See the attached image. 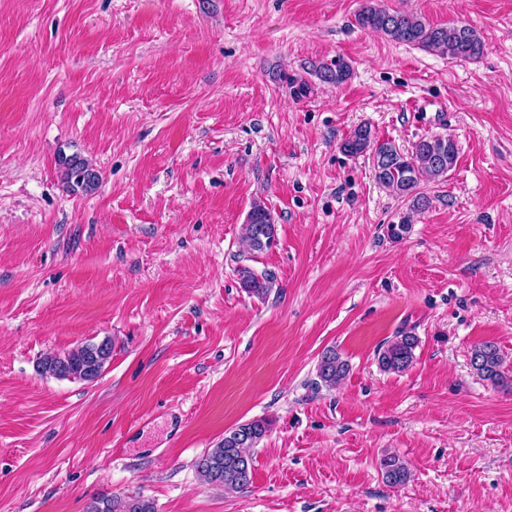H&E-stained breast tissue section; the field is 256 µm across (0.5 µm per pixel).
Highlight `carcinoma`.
Instances as JSON below:
<instances>
[{
  "instance_id": "1",
  "label": "carcinoma",
  "mask_w": 512,
  "mask_h": 512,
  "mask_svg": "<svg viewBox=\"0 0 512 512\" xmlns=\"http://www.w3.org/2000/svg\"><path fill=\"white\" fill-rule=\"evenodd\" d=\"M356 24L368 31L405 45L435 50L460 61H476L483 55L484 42L480 33L466 24L438 26L427 23L413 13L390 11L377 5L363 7L355 16ZM319 80L327 84H342L352 75L351 65L338 55L314 68ZM348 156L363 153L372 155L375 177L379 183L404 197H413V203L426 206L423 196H413L420 182L438 181L447 177L457 164L458 148L450 137L423 138L412 149L403 151L391 142L374 140L371 130L360 126L340 144ZM63 179L73 192L88 193L99 184V175L93 165L77 155L60 157ZM244 239L251 253H262L277 244V224L270 210L260 203L254 204L243 224ZM241 287L251 296L263 298L271 290V280L258 275L247 265L237 268ZM106 346L98 358L93 352L95 343L78 345L68 351V365L72 374L84 371L95 364L99 369L112 360V341H102ZM419 339L407 329L400 330L378 350L380 367L391 373H403L414 364L415 349ZM470 364L483 379L495 386H512V378L504 371V357L499 346L485 341L471 349ZM349 363L334 349L324 350L318 362V376L327 387H334L348 373ZM271 423L256 418L237 425L224 433L213 448L204 452L196 461V470L203 482L224 487L228 492L242 491L251 483L252 457L249 450L256 447L270 431ZM383 477L391 486L405 484L410 479L406 464L396 455L387 454L380 460ZM89 512H155L153 502L139 495L99 498L90 505Z\"/></svg>"
}]
</instances>
